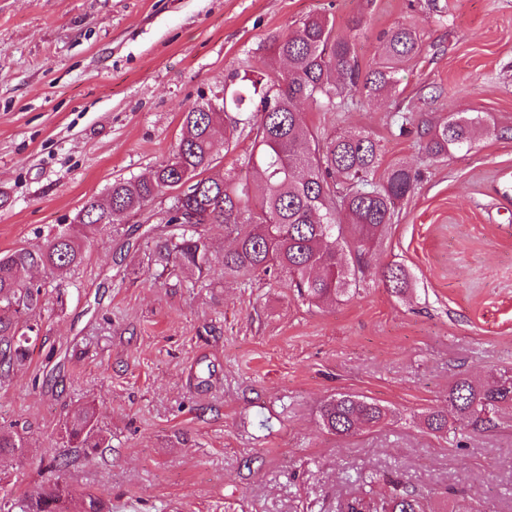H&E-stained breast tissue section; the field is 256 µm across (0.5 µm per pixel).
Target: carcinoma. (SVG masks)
<instances>
[{"label": "carcinoma", "instance_id": "1", "mask_svg": "<svg viewBox=\"0 0 512 512\" xmlns=\"http://www.w3.org/2000/svg\"><path fill=\"white\" fill-rule=\"evenodd\" d=\"M420 52V37L410 27L390 30L379 58L367 71L355 59L351 41L336 36L334 21L308 15L294 29L272 41L261 65L231 77L224 98L183 113L182 133L172 156L149 175L112 182L104 200L85 201L75 218L34 248L0 253V376L29 355V338L38 328L43 286L35 270L64 272L83 261L82 238L115 226L114 218L145 214L144 234L154 238L156 265L162 271L191 269L202 275L210 266L211 247L203 226L222 224L233 248L224 251V277L272 274L311 305L336 302L359 282V273L379 246L396 205L416 189L421 173L407 165L389 167L374 180L380 146L363 131L321 133L308 126L299 105L337 112L355 94L368 98L398 92L395 74ZM260 108L248 111L254 100ZM479 117L454 115L439 123L419 122L431 160L469 144ZM249 128L252 146L244 164L263 182L258 202L250 186L233 170L215 173L217 130L224 129V152L235 149L240 126ZM168 197L167 220L152 219L149 207ZM383 277L391 290L405 293L409 275L401 265L388 266ZM448 404L473 431L497 426L512 412V382L492 377L482 384L459 378L448 388ZM389 410L378 402L338 394L321 407L322 427L351 436L382 424ZM438 436L456 433L444 411L423 418ZM75 448H104L96 408L88 406L66 423ZM23 437L0 432V453H22ZM357 492L341 504L342 512H428V500L391 480V489H375V474L357 478ZM70 485L60 476L22 494L0 486V512H67Z\"/></svg>", "mask_w": 512, "mask_h": 512}]
</instances>
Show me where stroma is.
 <instances>
[{"instance_id": "1", "label": "stroma", "mask_w": 512, "mask_h": 512, "mask_svg": "<svg viewBox=\"0 0 512 512\" xmlns=\"http://www.w3.org/2000/svg\"><path fill=\"white\" fill-rule=\"evenodd\" d=\"M313 14L333 19L364 68L383 32L421 39L397 95L300 107L313 127L369 133L381 168L423 172L359 290L317 308L264 276L225 278L220 224L205 227L201 276L161 274L144 237L121 251L139 218L90 238L79 267L42 274L39 332L0 377V428L26 427L24 454H0L15 493L65 453L74 492L109 512H338L367 473L399 477L436 512L462 499L512 512V414L465 432L461 448L423 426L458 378L512 376V0H0V252L38 246L112 181L149 173L183 112L223 96ZM402 113L481 122L433 162L400 133ZM393 263L411 276L406 294L382 280ZM339 393L391 416L327 433L320 407ZM90 403L110 445L87 456L65 424Z\"/></svg>"}]
</instances>
